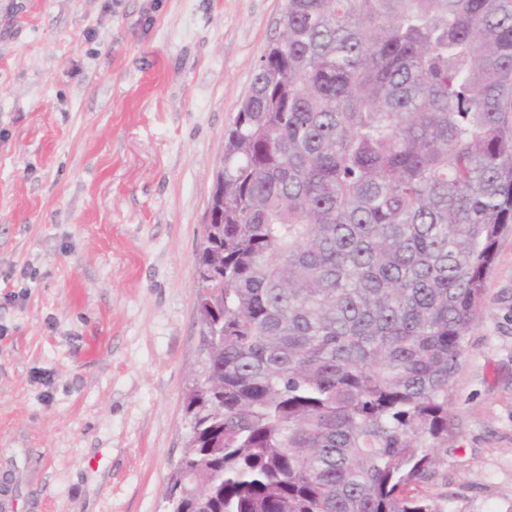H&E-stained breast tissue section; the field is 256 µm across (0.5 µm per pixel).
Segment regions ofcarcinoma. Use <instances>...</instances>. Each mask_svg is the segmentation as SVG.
<instances>
[{"label": "carcinoma", "mask_w": 512, "mask_h": 512, "mask_svg": "<svg viewBox=\"0 0 512 512\" xmlns=\"http://www.w3.org/2000/svg\"><path fill=\"white\" fill-rule=\"evenodd\" d=\"M224 138L175 512L412 496L512 229V0H287Z\"/></svg>", "instance_id": "obj_1"}]
</instances>
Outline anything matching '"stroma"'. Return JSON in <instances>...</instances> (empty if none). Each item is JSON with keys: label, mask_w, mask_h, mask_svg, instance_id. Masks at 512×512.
<instances>
[{"label": "stroma", "mask_w": 512, "mask_h": 512, "mask_svg": "<svg viewBox=\"0 0 512 512\" xmlns=\"http://www.w3.org/2000/svg\"><path fill=\"white\" fill-rule=\"evenodd\" d=\"M285 0H0V512H163L197 253ZM445 512H512V234L452 380Z\"/></svg>", "instance_id": "35a3bbf8"}]
</instances>
